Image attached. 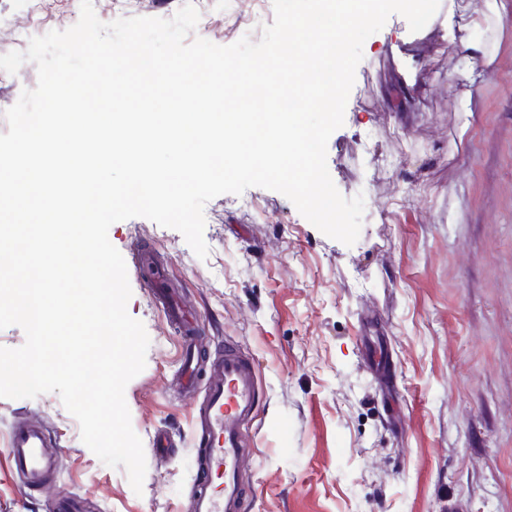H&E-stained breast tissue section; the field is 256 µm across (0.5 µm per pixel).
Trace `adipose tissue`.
I'll return each mask as SVG.
<instances>
[{
	"label": "adipose tissue",
	"instance_id": "1",
	"mask_svg": "<svg viewBox=\"0 0 512 512\" xmlns=\"http://www.w3.org/2000/svg\"><path fill=\"white\" fill-rule=\"evenodd\" d=\"M455 72L458 76L456 104L471 107V87L477 77L493 68L499 58L505 32L512 27V10L505 0H460Z\"/></svg>",
	"mask_w": 512,
	"mask_h": 512
}]
</instances>
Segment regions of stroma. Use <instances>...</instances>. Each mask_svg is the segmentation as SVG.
Masks as SVG:
<instances>
[{"label": "stroma", "instance_id": "35a3bbf8", "mask_svg": "<svg viewBox=\"0 0 512 512\" xmlns=\"http://www.w3.org/2000/svg\"><path fill=\"white\" fill-rule=\"evenodd\" d=\"M97 17L171 18L184 0H92ZM195 36L259 41L273 0H194ZM450 0L411 32L399 14L363 46L327 168L342 196L364 195L347 246L281 193L251 187L204 207L206 259L177 230L114 223L149 336L125 389L145 453L142 493L124 467L82 442L55 393L0 398V512H190L197 485L193 395L179 383L183 340L153 293L152 270L195 310L200 354L253 363L261 399L241 429L240 512H512V31L472 88L481 111L455 107ZM80 0H0V55L74 25ZM413 77L410 99L400 74ZM48 430L52 484L24 489L8 455L14 422ZM171 447L159 454L156 433Z\"/></svg>", "mask_w": 512, "mask_h": 512}]
</instances>
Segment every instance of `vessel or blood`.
<instances>
[{"mask_svg":"<svg viewBox=\"0 0 512 512\" xmlns=\"http://www.w3.org/2000/svg\"><path fill=\"white\" fill-rule=\"evenodd\" d=\"M208 374L195 414L202 481L192 497V512H237L243 489L239 431L256 409L258 378L250 360L231 348L211 362ZM46 441L41 424L22 420L12 427L10 452L26 487L43 486L53 475L54 463L44 452Z\"/></svg>","mask_w":512,"mask_h":512,"instance_id":"vessel-or-blood-1","label":"vessel or blood"}]
</instances>
